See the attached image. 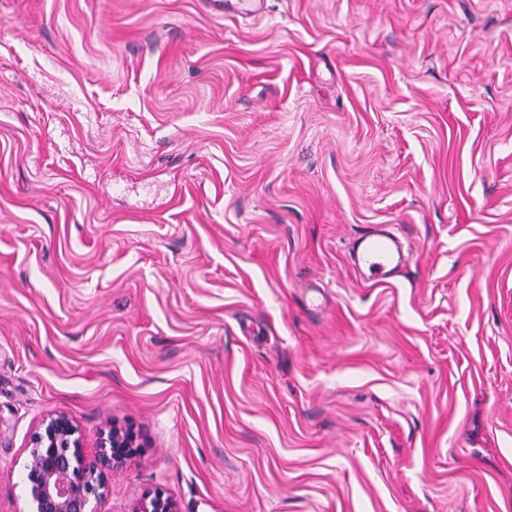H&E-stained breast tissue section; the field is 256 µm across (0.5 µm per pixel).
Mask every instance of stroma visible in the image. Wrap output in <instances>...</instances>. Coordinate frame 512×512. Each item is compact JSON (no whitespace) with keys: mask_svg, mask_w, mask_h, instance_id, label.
<instances>
[{"mask_svg":"<svg viewBox=\"0 0 512 512\" xmlns=\"http://www.w3.org/2000/svg\"><path fill=\"white\" fill-rule=\"evenodd\" d=\"M59 412L99 512H512V0H0V512ZM210 9L216 13L233 12L242 16L262 13L266 0H207ZM359 244L355 264L375 281L386 279L403 262L400 242L385 231L372 229L359 237ZM134 512H179L175 500L161 489L143 494Z\"/></svg>","mask_w":512,"mask_h":512,"instance_id":"1","label":"stroma"}]
</instances>
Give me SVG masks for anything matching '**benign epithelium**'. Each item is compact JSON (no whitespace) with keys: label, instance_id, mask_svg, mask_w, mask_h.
Here are the masks:
<instances>
[{"label":"benign epithelium","instance_id":"7a95c632","mask_svg":"<svg viewBox=\"0 0 512 512\" xmlns=\"http://www.w3.org/2000/svg\"><path fill=\"white\" fill-rule=\"evenodd\" d=\"M134 435L120 428L100 438L89 457L82 433L65 413L41 420L31 435L25 482L30 491L29 512H98L109 491L108 474L134 453ZM134 512H179L175 500L161 489L143 494Z\"/></svg>","mask_w":512,"mask_h":512}]
</instances>
